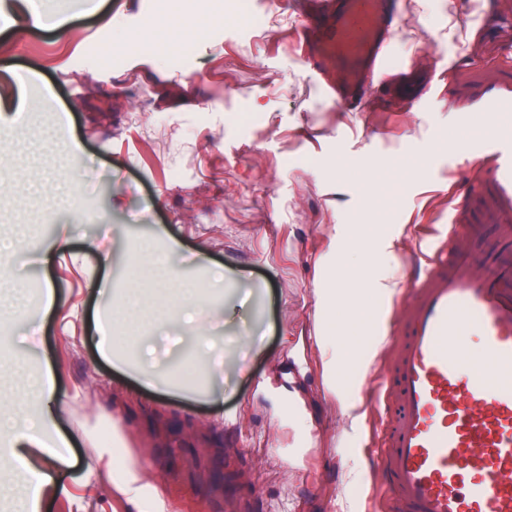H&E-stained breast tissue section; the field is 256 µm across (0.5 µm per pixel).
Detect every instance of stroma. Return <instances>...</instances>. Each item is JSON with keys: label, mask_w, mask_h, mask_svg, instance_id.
I'll use <instances>...</instances> for the list:
<instances>
[{"label": "stroma", "mask_w": 512, "mask_h": 512, "mask_svg": "<svg viewBox=\"0 0 512 512\" xmlns=\"http://www.w3.org/2000/svg\"><path fill=\"white\" fill-rule=\"evenodd\" d=\"M255 5L258 32L223 0H0V99L33 103L0 112V236L26 285L0 271V329L15 338L0 349V395L51 368L78 457L95 465L85 435L116 423L114 459L132 460L144 489L133 503L77 469L37 512H384L390 321L407 264L423 261L415 245L450 211L482 218L465 160L496 124L512 127L478 108L512 95V0H398L386 65L427 57L433 82L418 104L376 85L346 112L314 80L302 0ZM32 9L65 15L64 28H30ZM189 15L207 18L202 33ZM171 32L193 45L182 59L156 48ZM145 240L167 250L173 282L210 291L193 326L173 317L166 330L213 337L224 370L207 393L167 385L173 357L157 354L152 388L142 352L119 368L95 348L96 318ZM372 251L388 292L364 286ZM339 282L353 298L328 320L321 292ZM372 343L370 366L344 380L351 419L329 360Z\"/></svg>", "instance_id": "obj_1"}]
</instances>
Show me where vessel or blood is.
Returning a JSON list of instances; mask_svg holds the SVG:
<instances>
[{
  "mask_svg": "<svg viewBox=\"0 0 512 512\" xmlns=\"http://www.w3.org/2000/svg\"><path fill=\"white\" fill-rule=\"evenodd\" d=\"M306 4L335 15L337 101L359 106L376 84L417 98L409 71L385 67L390 0ZM477 155L484 219L450 218L402 298L378 457L398 512H512V132Z\"/></svg>",
  "mask_w": 512,
  "mask_h": 512,
  "instance_id": "1",
  "label": "vessel or blood"
}]
</instances>
